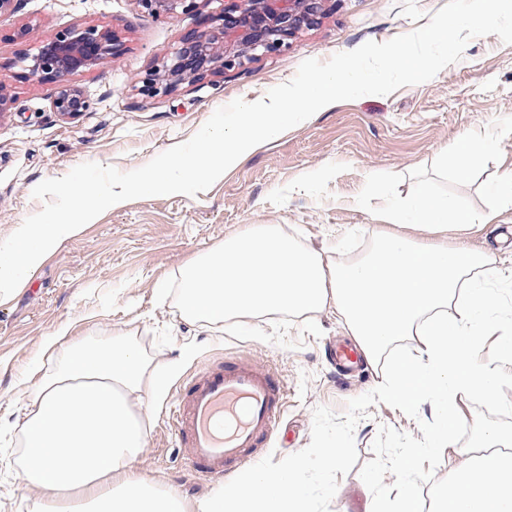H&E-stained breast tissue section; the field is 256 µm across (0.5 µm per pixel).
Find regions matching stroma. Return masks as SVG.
<instances>
[{"mask_svg":"<svg viewBox=\"0 0 512 512\" xmlns=\"http://www.w3.org/2000/svg\"><path fill=\"white\" fill-rule=\"evenodd\" d=\"M447 2L326 0L318 23L280 50L243 68L149 94L142 89L144 78L185 34L207 28L224 0H199L194 11L173 17L149 15L136 0H15L14 11L0 16V94L10 101L0 114V240L43 208L32 196L43 180L85 162L122 172L140 168L189 140L218 108L265 96L291 80L304 60L326 61L365 42L409 33L427 25ZM73 27L112 33L123 50L68 76L91 107L66 119L54 110L57 84L27 76L20 58ZM22 28L27 35L20 40ZM469 130L492 134L496 146L461 179L447 167L445 153ZM511 169L512 44L491 34L472 39L462 60L427 82L341 101L314 114L244 155L206 191L144 197L104 211L50 253L13 299L0 303V512H37L39 506L16 465L23 404L14 384L42 357L43 343L59 323H69L73 341L125 332L156 363L172 364L164 396L143 409L148 437L134 472L194 503L218 486L184 469L185 450L166 427L165 412L186 378L237 358L281 379L285 407L269 446L280 459L310 443L314 408L344 413L349 399L373 390L398 360L410 357L416 341L405 338L385 355L340 372L337 346L356 341L336 310L247 318L208 329L179 314L182 268L254 224L283 225L298 242L344 262L387 230L371 218L379 207L369 196L372 185L394 203L427 190L481 212L490 203L486 186ZM447 243L492 249L512 280V204H499L493 223L449 233ZM477 361L498 364L509 378L495 400L455 398L449 446L414 463L419 490L435 491L461 465L474 427L512 426V359L500 355L497 337L487 336ZM383 425L421 434L418 422L401 410L369 406L354 432L359 464L338 476L330 512H370L373 497L359 466L373 459L372 443Z\"/></svg>","mask_w":512,"mask_h":512,"instance_id":"1","label":"stroma"}]
</instances>
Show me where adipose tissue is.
<instances>
[{
  "label": "adipose tissue",
  "mask_w": 512,
  "mask_h": 512,
  "mask_svg": "<svg viewBox=\"0 0 512 512\" xmlns=\"http://www.w3.org/2000/svg\"><path fill=\"white\" fill-rule=\"evenodd\" d=\"M392 224L436 233L491 223L493 210L476 213L453 198L423 195L407 206L389 205ZM503 283L496 258L472 248L423 244L407 235L377 237L363 256L331 264L301 246L278 224H255L198 256L181 271L182 316L212 327L276 313L336 309L366 358L397 339H419L417 355L397 363L379 393L405 408L430 404L432 421L419 448L405 459L434 456L452 434L450 407L459 394L495 399L504 378L476 366L482 339L499 336L512 355L499 310ZM67 325L44 341L56 362L32 363L36 382L20 380L27 394L21 433V478L37 491L42 512H186L183 497L135 476L133 464L147 434L137 401L163 394L166 376L126 336L106 344L66 343ZM463 463L448 477L435 512H512V429L480 427Z\"/></svg>",
  "instance_id": "obj_1"
}]
</instances>
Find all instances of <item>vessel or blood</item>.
Segmentation results:
<instances>
[{
	"instance_id": "vessel-or-blood-1",
	"label": "vessel or blood",
	"mask_w": 512,
	"mask_h": 512,
	"mask_svg": "<svg viewBox=\"0 0 512 512\" xmlns=\"http://www.w3.org/2000/svg\"><path fill=\"white\" fill-rule=\"evenodd\" d=\"M284 400L281 382L248 362H224L189 377L169 413L187 449L185 467L223 481L226 472L262 454Z\"/></svg>"
}]
</instances>
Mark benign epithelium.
<instances>
[{"label":"benign epithelium","mask_w":512,"mask_h":512,"mask_svg":"<svg viewBox=\"0 0 512 512\" xmlns=\"http://www.w3.org/2000/svg\"><path fill=\"white\" fill-rule=\"evenodd\" d=\"M146 13L173 17L194 10L197 0H136ZM326 0H228L214 25L182 38L173 53L144 79L153 93L173 90L209 75L240 68L279 49L285 41L312 27L323 14ZM121 52V43L101 30L73 28L59 33L22 58L28 75L59 84L56 112L74 117L90 108L78 89L65 84L70 74Z\"/></svg>","instance_id":"7a95c632"}]
</instances>
